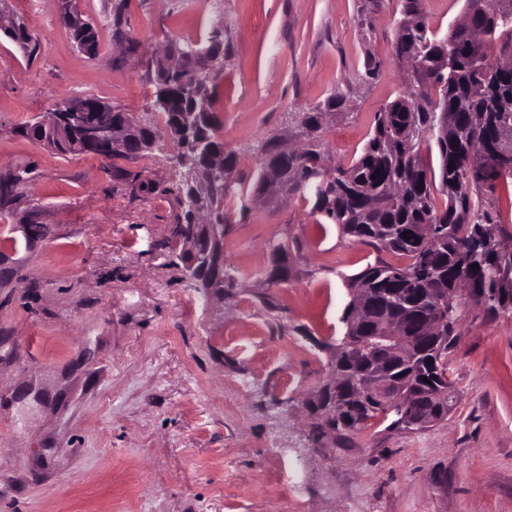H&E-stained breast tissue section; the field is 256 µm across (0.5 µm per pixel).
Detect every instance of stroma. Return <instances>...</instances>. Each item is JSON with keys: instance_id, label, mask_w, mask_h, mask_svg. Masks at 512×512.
Listing matches in <instances>:
<instances>
[{"instance_id": "stroma-1", "label": "stroma", "mask_w": 512, "mask_h": 512, "mask_svg": "<svg viewBox=\"0 0 512 512\" xmlns=\"http://www.w3.org/2000/svg\"><path fill=\"white\" fill-rule=\"evenodd\" d=\"M37 43L0 36V512H512V311L470 307L448 355L447 420L416 432L377 417L341 440L309 438L306 404L329 372L346 280L392 254L342 236L313 199L258 197L250 145L334 94L347 108L323 138L327 164L358 158L377 112L399 97L398 0H79L97 56L74 46L61 0H7ZM437 36L466 0H425ZM224 31L215 110L244 195L224 227L223 296L185 280L168 189L179 174L164 116L142 158L61 156L18 128L71 97L152 112L153 54ZM141 42L140 50L128 47ZM383 63L360 86L366 56ZM26 181L15 182L21 169ZM140 172L150 193L120 178ZM292 276L272 285L270 245ZM302 501L282 490V458Z\"/></svg>"}]
</instances>
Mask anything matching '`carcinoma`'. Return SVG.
<instances>
[{"label": "carcinoma", "instance_id": "1", "mask_svg": "<svg viewBox=\"0 0 512 512\" xmlns=\"http://www.w3.org/2000/svg\"><path fill=\"white\" fill-rule=\"evenodd\" d=\"M473 26L482 28L486 38L474 39L457 25L448 35L438 38L429 33L424 21V0H398L395 56L413 60L419 66L418 83L429 85L436 93L430 100L425 92L413 89L394 100L375 116L374 130L360 156L350 165H338L325 174L320 189L308 181L310 172L324 159L322 133L329 117L344 111L346 101L340 95L328 98L306 112L289 114V121L303 123L307 146L296 155H277L271 161L260 158L255 191H264L275 177L288 184V195H313L314 210L341 234L358 241H369L383 250L408 258L404 265L378 262L366 266L349 278L352 295L364 294L373 303L366 320L352 324L354 336L367 338L366 346L350 348L336 339L339 353L332 367L336 379L345 380L350 390L371 375L373 364L386 366L394 382L412 397L394 409L378 400H366L351 407V422L336 424L334 433L345 437L370 419L381 415L389 427L413 431V420L427 410L443 421L448 416L452 383L448 380V350L453 348L457 326L466 309L454 304L443 306L442 296H453L458 288H470L468 303L489 311L508 308L512 299V256L487 251L480 243L495 223L492 204L484 190L503 175L512 177V167L491 157L472 167L469 157L480 153L499 137L512 130V70L498 69L491 58L493 44L504 33L512 35V0H466ZM73 43L94 57L99 42L94 26L70 9L62 16ZM0 31L22 51L32 49L34 41L27 25L13 17L0 25ZM168 49L180 60V72L171 74L155 65L154 107L166 118L177 154L172 159L193 160L188 142L172 125L171 98L184 93L182 109L200 107L206 101L207 114L200 115L199 131L208 145L224 150V163L233 169L236 154L225 149L217 135L220 121L213 106L216 88L209 84L210 71L222 63L224 43L213 30L198 46L169 42ZM383 63L369 56L360 79L371 84L381 74ZM448 122V134L440 132ZM26 139L41 144L49 129L39 120L19 127ZM156 133L149 118H136L127 157L151 153ZM437 151L438 165L428 168L422 158L423 146ZM81 141L66 137L57 153L66 156L88 153ZM454 167H449V163ZM446 197L438 205L434 186ZM184 210V224H176L174 233L192 231L185 183L170 189ZM240 199L233 183L222 178L212 182L206 205L211 209L209 223L224 231L228 207ZM478 270H472V265ZM441 315L445 319L440 335L448 337V348L431 344L427 320ZM392 320L402 323L406 336L416 339L420 357L413 363L401 359L392 344L381 339L382 325ZM438 391L443 398L430 404L424 395Z\"/></svg>", "mask_w": 512, "mask_h": 512}]
</instances>
